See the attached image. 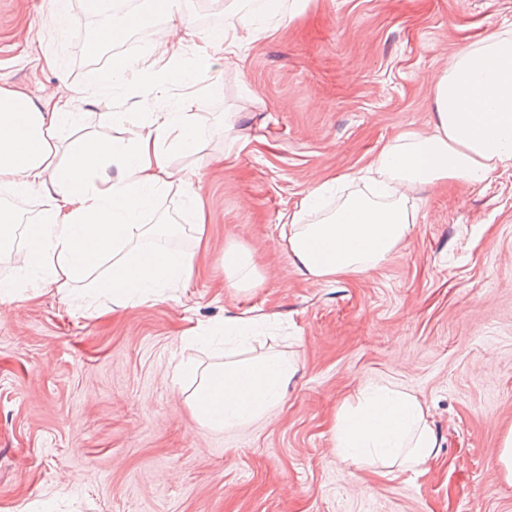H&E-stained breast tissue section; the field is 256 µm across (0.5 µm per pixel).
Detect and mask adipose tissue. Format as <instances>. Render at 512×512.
Segmentation results:
<instances>
[{
	"instance_id": "adipose-tissue-1",
	"label": "adipose tissue",
	"mask_w": 512,
	"mask_h": 512,
	"mask_svg": "<svg viewBox=\"0 0 512 512\" xmlns=\"http://www.w3.org/2000/svg\"><path fill=\"white\" fill-rule=\"evenodd\" d=\"M112 0H87L99 18L96 39L108 45L136 27L141 16L112 22ZM149 11L165 16L157 32L162 63L144 68L117 58L91 79L98 93L123 87L132 94L164 92L173 84L211 77L223 54L238 40L234 26L213 31L187 46L183 30L191 16L181 0H148ZM434 121L430 130H407L384 145L365 172L366 190L323 211L331 181L309 186L289 218L283 238L288 257L307 279L331 282L356 277L381 265L412 230L417 209L412 193L428 185L483 183L497 169L512 167V28L474 42L448 68L428 77ZM71 99L32 97L0 87V187L48 202L44 220L25 225L22 265L26 282L0 281V306L16 300L23 284L55 286L70 298L74 283L99 272L96 288L117 307L161 301L186 290L197 250L205 244V217L193 206L195 247L155 243L159 225L149 223L160 195L175 182V151L200 149L209 133L194 113L175 108L142 113L129 141L85 135L63 143L60 133L75 126ZM267 314L226 318L221 328H193L187 342L210 346L217 333L246 337L270 322ZM295 365L272 354L203 368L173 370L174 381L192 380L191 407L208 429L242 425L281 403ZM336 454L349 465L382 474L417 471L435 458L440 442L422 404L411 393L387 387L361 389L343 406L333 425Z\"/></svg>"
}]
</instances>
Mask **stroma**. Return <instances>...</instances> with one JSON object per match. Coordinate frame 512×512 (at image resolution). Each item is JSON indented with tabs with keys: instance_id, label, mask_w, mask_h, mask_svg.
Instances as JSON below:
<instances>
[{
	"instance_id": "obj_1",
	"label": "stroma",
	"mask_w": 512,
	"mask_h": 512,
	"mask_svg": "<svg viewBox=\"0 0 512 512\" xmlns=\"http://www.w3.org/2000/svg\"><path fill=\"white\" fill-rule=\"evenodd\" d=\"M42 5L0 0V86L66 97L102 67L84 56L96 20L70 0L60 32L42 24ZM185 5L188 43L228 21L240 31L236 57L217 65L220 92L87 97L63 136L124 140L141 113L177 107L228 124L203 150L171 155L206 213V248L171 299L77 308L50 289L10 305L0 512H512L495 459L512 427V168L415 193L410 235L353 279H305L281 238L309 185L430 128L424 74L511 26L512 0H282V16L260 19L233 0ZM232 246L252 257L251 287L224 285ZM245 311L280 320L247 355L293 356L298 372L261 419L202 428L172 370L217 357L182 334ZM373 386L408 391L427 411L441 448L426 472L384 477L337 458L334 416Z\"/></svg>"
}]
</instances>
